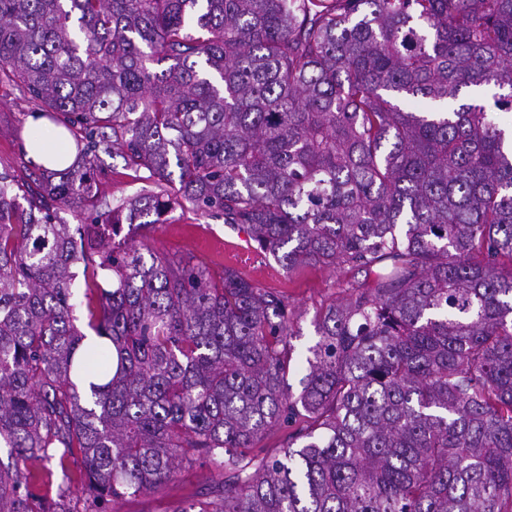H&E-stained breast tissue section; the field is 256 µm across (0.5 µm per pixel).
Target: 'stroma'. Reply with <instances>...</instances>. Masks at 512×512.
Masks as SVG:
<instances>
[{
	"label": "stroma",
	"instance_id": "obj_1",
	"mask_svg": "<svg viewBox=\"0 0 512 512\" xmlns=\"http://www.w3.org/2000/svg\"><path fill=\"white\" fill-rule=\"evenodd\" d=\"M36 112V105L22 87L0 83V172L10 171L19 180L30 181L39 176L37 165L20 148L27 121ZM101 168L100 211L111 210L142 187L141 182L135 181L124 169L121 158L102 155ZM122 234L130 242L147 245L153 251L183 262L205 263L215 273L227 266L235 267L251 282L283 293L291 309L299 315L301 336L295 346L300 351L306 350L316 339L311 324L316 309L340 296V283L355 278L353 272L333 266H304L285 271L256 250L245 232L225 224L223 219L189 208L173 209L162 224L123 227ZM218 478V470L209 463L184 467L161 492L106 502L101 512H173L181 502L195 498Z\"/></svg>",
	"mask_w": 512,
	"mask_h": 512
}]
</instances>
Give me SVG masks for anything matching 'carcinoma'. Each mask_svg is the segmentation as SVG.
<instances>
[{"label": "carcinoma", "instance_id": "cac0c4a2", "mask_svg": "<svg viewBox=\"0 0 512 512\" xmlns=\"http://www.w3.org/2000/svg\"><path fill=\"white\" fill-rule=\"evenodd\" d=\"M0 81L78 149L0 173V512H68L54 458L93 505L218 459L179 512H512V136L461 102L512 112V0H0ZM109 149L288 271L364 274L298 392L288 298L119 239L173 201L95 211ZM73 271H76L78 276L75 280L72 288L74 292L73 303L75 304V315L79 318V324L85 329L88 334H93L91 330L87 327L88 322V311L86 308V299H85V284L83 277V266L75 268ZM288 431V427H274L256 440L253 448L256 451L258 448H265L272 452H278L288 443Z\"/></svg>", "mask_w": 512, "mask_h": 512}]
</instances>
